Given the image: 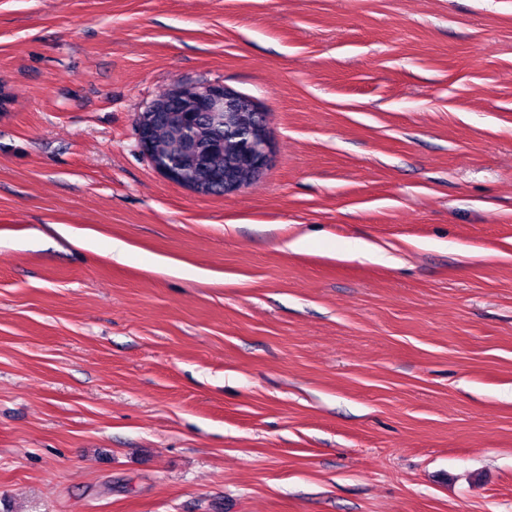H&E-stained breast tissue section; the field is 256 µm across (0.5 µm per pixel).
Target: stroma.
<instances>
[{"instance_id": "obj_1", "label": "stroma", "mask_w": 512, "mask_h": 512, "mask_svg": "<svg viewBox=\"0 0 512 512\" xmlns=\"http://www.w3.org/2000/svg\"><path fill=\"white\" fill-rule=\"evenodd\" d=\"M0 81L10 512H512V0H0ZM177 84L258 180L154 169ZM169 95L178 99L184 112H195L192 115L193 134L205 143L223 141L224 148H217L213 155L212 164L215 170H223L234 161L238 155L237 145L234 141L224 139V129H217L211 125L209 112L213 120L218 124L247 129L246 149L248 154L255 159V168L258 174H264L272 156V140L268 127L264 125L253 126L242 112L256 110L255 103L238 92L220 84H208L203 86H187L177 84L173 86ZM178 102H172L169 106L170 114L167 116L171 124L172 135L176 141L181 164L177 168H171L168 160L160 158L153 150V138L159 141L165 139L164 120L156 117L159 112H168L165 99H157L146 112H142L137 120L139 145L142 152L149 158L153 167L169 181L184 186L193 192L207 196L205 187L198 180H187L182 174V166L190 165L200 173H209L207 166V150L198 141L189 135L184 126L186 122L179 111ZM180 113V114H179ZM155 123V127H154Z\"/></svg>"}]
</instances>
